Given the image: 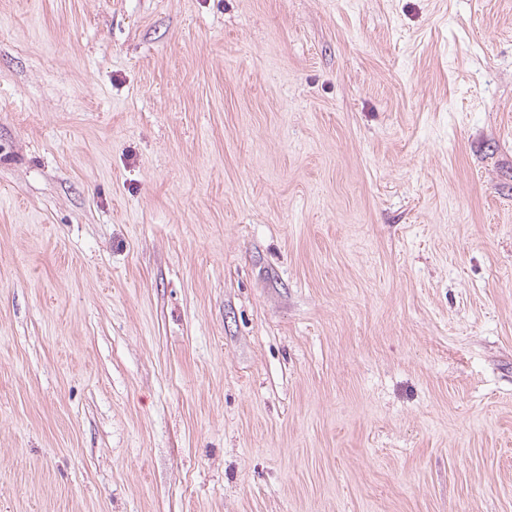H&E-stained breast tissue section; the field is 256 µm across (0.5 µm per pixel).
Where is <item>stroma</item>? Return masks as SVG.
<instances>
[{
  "instance_id": "1",
  "label": "stroma",
  "mask_w": 512,
  "mask_h": 512,
  "mask_svg": "<svg viewBox=\"0 0 512 512\" xmlns=\"http://www.w3.org/2000/svg\"><path fill=\"white\" fill-rule=\"evenodd\" d=\"M0 512H512V0H0Z\"/></svg>"
}]
</instances>
